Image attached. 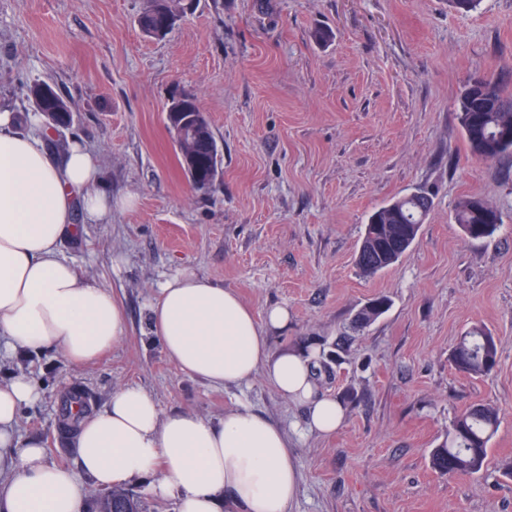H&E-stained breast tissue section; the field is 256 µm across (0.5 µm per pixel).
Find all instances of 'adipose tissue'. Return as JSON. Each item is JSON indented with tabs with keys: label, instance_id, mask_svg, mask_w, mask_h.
Listing matches in <instances>:
<instances>
[{
	"label": "adipose tissue",
	"instance_id": "ef3b65f1",
	"mask_svg": "<svg viewBox=\"0 0 512 512\" xmlns=\"http://www.w3.org/2000/svg\"><path fill=\"white\" fill-rule=\"evenodd\" d=\"M44 119L0 107V353L57 348L75 365L96 360L125 334L111 293L79 276L59 255L75 231V212L107 221L132 206L113 196L99 158L81 139L49 151ZM151 330L166 356L189 376L215 385L263 375L283 396L308 407V429L329 434L346 417L339 400L314 395V350L271 352L265 331L288 325V311L254 313L230 289L185 270L150 302ZM37 383L15 377L0 386V512H81L83 478L108 488L160 471L152 491L174 496L179 512H289L298 473L288 435L244 409L214 424L191 414L160 420L142 389L113 393L106 408L82 418L78 468L51 464L39 441L20 439V408Z\"/></svg>",
	"mask_w": 512,
	"mask_h": 512
}]
</instances>
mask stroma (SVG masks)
Returning a JSON list of instances; mask_svg holds the SVG:
<instances>
[{"instance_id":"1","label":"stroma","mask_w":512,"mask_h":512,"mask_svg":"<svg viewBox=\"0 0 512 512\" xmlns=\"http://www.w3.org/2000/svg\"><path fill=\"white\" fill-rule=\"evenodd\" d=\"M146 0H0V105L32 111L27 88L49 82L74 108L47 148L82 139L104 162L113 195L134 209L106 224L76 216L60 255L107 288L126 334L93 363L54 348L0 359V384H40L20 412L21 438L72 468L59 420L72 388L103 409L136 386L160 418L217 423L244 408L287 429L299 485L290 512H512V153L472 157L456 100L480 75L512 94V0L466 15L448 0H194L166 38L136 23ZM333 31L317 44V29ZM196 94L224 155L205 191L179 166L163 113ZM421 192L432 207L407 252L377 275L355 258L368 215ZM477 196L500 212L485 240L453 219ZM190 270L235 291L256 316L287 307L271 351L312 347L316 395L339 399L344 425L303 433L304 406L263 376L230 386L185 375L150 330L160 285ZM387 311L354 325L374 298ZM494 336L490 376L454 370L460 336ZM490 402L500 425L489 465L443 476L430 464L454 417Z\"/></svg>"}]
</instances>
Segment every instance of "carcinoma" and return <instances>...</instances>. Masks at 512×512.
I'll return each instance as SVG.
<instances>
[{
  "label": "carcinoma",
  "instance_id": "cac0c4a2",
  "mask_svg": "<svg viewBox=\"0 0 512 512\" xmlns=\"http://www.w3.org/2000/svg\"><path fill=\"white\" fill-rule=\"evenodd\" d=\"M189 8L184 0H148V5L137 18L139 30L147 37H167L164 29V11L183 16ZM35 110L42 115L56 117L58 111L71 107L54 87L47 82L29 86ZM457 109L463 136L471 153L480 159H491L512 151V140L502 141L503 128H512V97L504 96L494 81L468 83L461 91ZM200 112L197 97L192 93L175 96L164 111L165 125L175 133L178 161L185 175L209 178L219 172L223 154L214 137L211 126L200 125L191 116ZM474 115L484 129L483 144L478 146L469 135L467 119ZM479 197L461 199L455 209V222L470 239L492 236L501 225L499 213L494 222L477 208ZM430 199L420 193L396 198L379 207L368 218L356 257V265L365 276H373L396 263L416 240L420 224L431 208ZM497 361V345L489 332L473 328L457 343L453 354L454 368L471 377L489 375ZM498 409L490 403L477 404L455 416L448 428L446 441L431 452L430 463L442 475L476 474L488 460L489 443L498 427ZM96 512H143L141 503L122 489L112 492L98 501Z\"/></svg>",
  "mask_w": 512,
  "mask_h": 512
}]
</instances>
